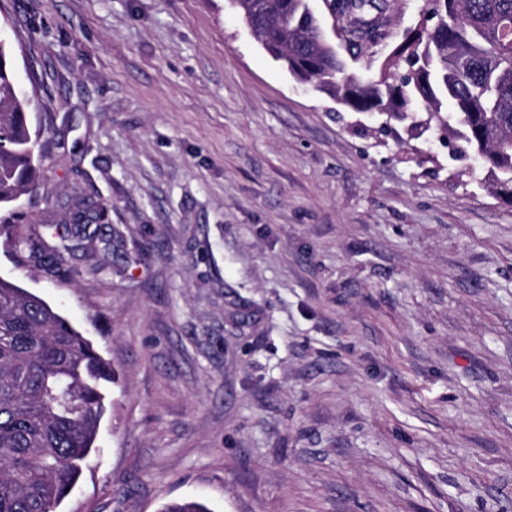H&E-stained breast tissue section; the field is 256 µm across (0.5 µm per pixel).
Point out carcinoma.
<instances>
[{
  "label": "carcinoma",
  "instance_id": "obj_1",
  "mask_svg": "<svg viewBox=\"0 0 512 512\" xmlns=\"http://www.w3.org/2000/svg\"><path fill=\"white\" fill-rule=\"evenodd\" d=\"M252 36L297 81L345 109H372L385 123L418 124L444 133L456 159L474 157L512 202V0H423L415 30L390 53L380 75L362 77L329 39L309 0H229ZM387 0H356L365 17ZM355 27L361 46L381 38ZM0 42V230L21 218L18 197L38 186L42 133L27 121L30 100L19 90ZM72 224H45L62 241L86 234ZM112 383V361L44 299L0 278V512H57L95 451ZM160 512H211L203 502L167 503Z\"/></svg>",
  "mask_w": 512,
  "mask_h": 512
}]
</instances>
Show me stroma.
Returning <instances> with one entry per match:
<instances>
[{
    "mask_svg": "<svg viewBox=\"0 0 512 512\" xmlns=\"http://www.w3.org/2000/svg\"><path fill=\"white\" fill-rule=\"evenodd\" d=\"M377 71L419 18L389 0ZM39 128L17 228L105 211L70 277H0L111 359L59 512H512V202L476 160L374 132L226 0H0Z\"/></svg>",
    "mask_w": 512,
    "mask_h": 512,
    "instance_id": "obj_1",
    "label": "stroma"
}]
</instances>
